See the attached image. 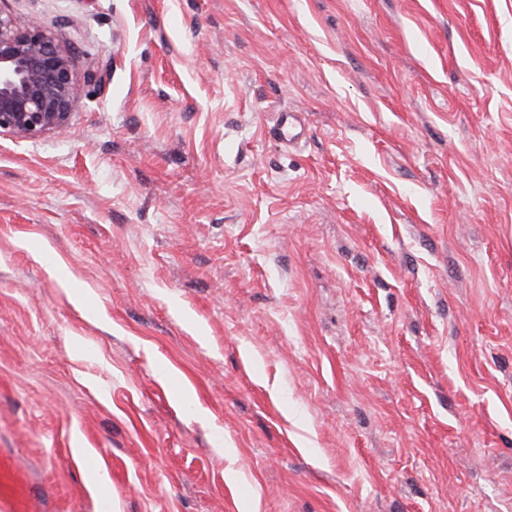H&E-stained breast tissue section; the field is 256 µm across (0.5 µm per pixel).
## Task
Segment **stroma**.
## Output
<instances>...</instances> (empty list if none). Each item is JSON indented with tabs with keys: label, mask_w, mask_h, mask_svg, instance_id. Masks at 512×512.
<instances>
[{
	"label": "stroma",
	"mask_w": 512,
	"mask_h": 512,
	"mask_svg": "<svg viewBox=\"0 0 512 512\" xmlns=\"http://www.w3.org/2000/svg\"><path fill=\"white\" fill-rule=\"evenodd\" d=\"M0 9V512H512V0ZM72 55L38 21L0 9V134L34 139L65 127L76 96Z\"/></svg>",
	"instance_id": "1"
}]
</instances>
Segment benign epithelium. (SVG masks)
Instances as JSON below:
<instances>
[{
	"mask_svg": "<svg viewBox=\"0 0 512 512\" xmlns=\"http://www.w3.org/2000/svg\"><path fill=\"white\" fill-rule=\"evenodd\" d=\"M72 55L38 21L0 9V134L34 139L65 127L76 96Z\"/></svg>",
	"mask_w": 512,
	"mask_h": 512,
	"instance_id": "7a95c632",
	"label": "benign epithelium"
}]
</instances>
